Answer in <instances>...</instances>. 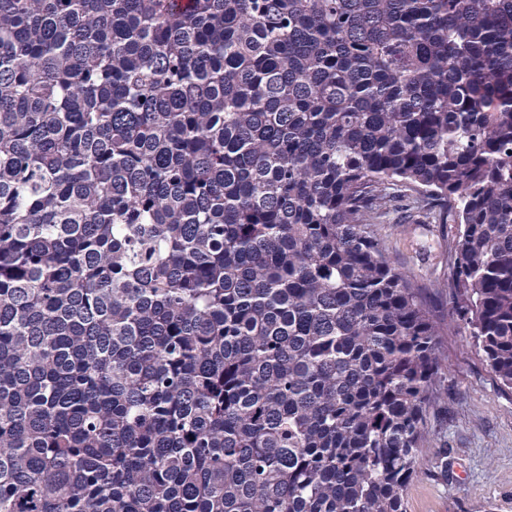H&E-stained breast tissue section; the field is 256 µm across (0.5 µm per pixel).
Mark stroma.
Listing matches in <instances>:
<instances>
[{"mask_svg": "<svg viewBox=\"0 0 512 512\" xmlns=\"http://www.w3.org/2000/svg\"><path fill=\"white\" fill-rule=\"evenodd\" d=\"M372 228L396 264L425 287L437 316L450 310L455 223L441 224L400 198ZM448 398L431 409L406 512H512V390L502 389L462 325L443 339Z\"/></svg>", "mask_w": 512, "mask_h": 512, "instance_id": "1", "label": "stroma"}]
</instances>
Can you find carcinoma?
Segmentation results:
<instances>
[{
	"instance_id": "carcinoma-1",
	"label": "carcinoma",
	"mask_w": 512,
	"mask_h": 512,
	"mask_svg": "<svg viewBox=\"0 0 512 512\" xmlns=\"http://www.w3.org/2000/svg\"><path fill=\"white\" fill-rule=\"evenodd\" d=\"M398 186L512 389V0H0V512H406Z\"/></svg>"
}]
</instances>
